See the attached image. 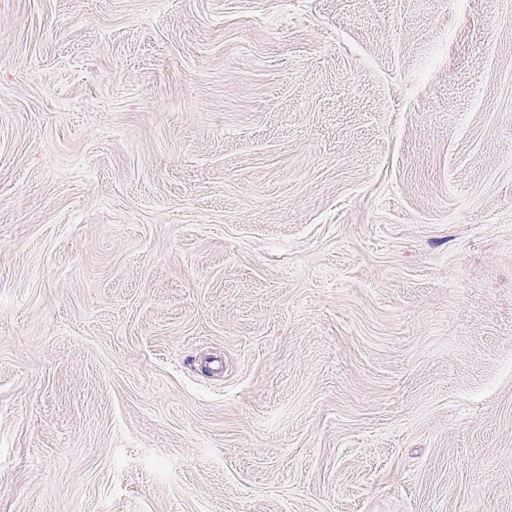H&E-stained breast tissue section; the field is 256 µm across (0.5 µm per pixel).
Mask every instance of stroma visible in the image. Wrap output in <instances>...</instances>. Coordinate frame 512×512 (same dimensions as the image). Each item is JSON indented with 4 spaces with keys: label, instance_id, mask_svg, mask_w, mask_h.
Masks as SVG:
<instances>
[{
    "label": "stroma",
    "instance_id": "obj_1",
    "mask_svg": "<svg viewBox=\"0 0 512 512\" xmlns=\"http://www.w3.org/2000/svg\"><path fill=\"white\" fill-rule=\"evenodd\" d=\"M0 512H512V0H0Z\"/></svg>",
    "mask_w": 512,
    "mask_h": 512
}]
</instances>
